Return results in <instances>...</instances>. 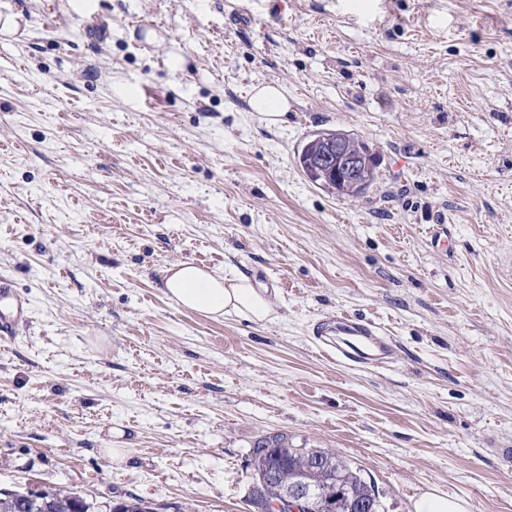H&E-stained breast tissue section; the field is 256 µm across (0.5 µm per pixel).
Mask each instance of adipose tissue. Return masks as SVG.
Segmentation results:
<instances>
[{"mask_svg": "<svg viewBox=\"0 0 512 512\" xmlns=\"http://www.w3.org/2000/svg\"><path fill=\"white\" fill-rule=\"evenodd\" d=\"M163 292L181 308L215 317L235 315L261 322L273 313L270 299L243 274L230 276L189 262L174 264L166 270Z\"/></svg>", "mask_w": 512, "mask_h": 512, "instance_id": "1", "label": "adipose tissue"}]
</instances>
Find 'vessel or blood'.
Returning <instances> with one entry per match:
<instances>
[{
    "label": "vessel or blood",
    "instance_id": "vessel-or-blood-1",
    "mask_svg": "<svg viewBox=\"0 0 512 512\" xmlns=\"http://www.w3.org/2000/svg\"><path fill=\"white\" fill-rule=\"evenodd\" d=\"M28 319L27 299L16 293L8 280L0 279V334H16ZM317 334L328 342L325 357L344 364L364 366L387 359L392 354L391 345L379 326L357 322L341 314L321 324Z\"/></svg>",
    "mask_w": 512,
    "mask_h": 512
}]
</instances>
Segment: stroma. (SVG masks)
I'll list each match as a JSON object with an SVG mask.
<instances>
[{"instance_id":"35a3bbf8","label":"stroma","mask_w":512,"mask_h":512,"mask_svg":"<svg viewBox=\"0 0 512 512\" xmlns=\"http://www.w3.org/2000/svg\"><path fill=\"white\" fill-rule=\"evenodd\" d=\"M0 490L95 512H250L283 432L422 493L512 512V9L501 0H0ZM180 65H173V58ZM288 95L283 123L253 87ZM375 153L361 197L312 183L309 138ZM452 227L449 249L427 229ZM189 261L255 277L269 320L172 303ZM372 321L392 362L324 357ZM126 449L123 461L107 451ZM253 112H259L269 124L283 122L288 111V97L277 85L259 87L250 100ZM29 319V304L5 278L0 279V334L13 336Z\"/></svg>"}]
</instances>
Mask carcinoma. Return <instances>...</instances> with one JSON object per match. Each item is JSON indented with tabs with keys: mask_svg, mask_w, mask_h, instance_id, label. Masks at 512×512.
Returning <instances> with one entry per match:
<instances>
[{
	"mask_svg": "<svg viewBox=\"0 0 512 512\" xmlns=\"http://www.w3.org/2000/svg\"><path fill=\"white\" fill-rule=\"evenodd\" d=\"M331 138L342 140L346 148L361 160L360 180L364 188L347 184L340 194L359 197L367 193L377 180L375 156L369 146L354 135L341 130H328ZM323 148V141L311 139L306 144L299 166L307 178L328 189L332 182L316 174L312 162ZM252 489L249 506L258 512L269 486H302L310 494L311 512H322L327 504L336 506L335 512H381L382 504L375 491L367 484L359 470L336 454L321 448H300L279 433L259 437L250 450ZM93 504L75 493L51 492L35 501L20 502L0 492V512H91Z\"/></svg>",
	"mask_w": 512,
	"mask_h": 512,
	"instance_id": "1",
	"label": "carcinoma"
}]
</instances>
